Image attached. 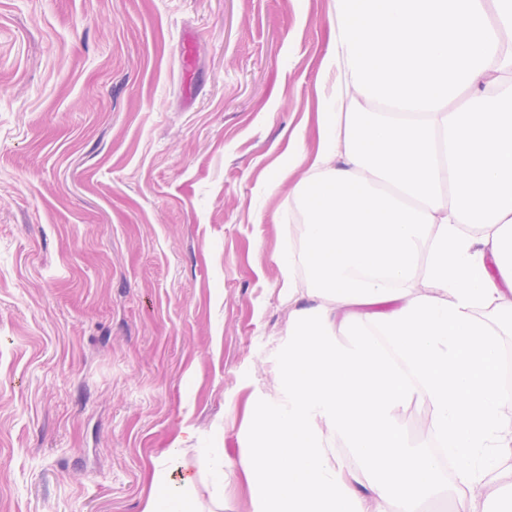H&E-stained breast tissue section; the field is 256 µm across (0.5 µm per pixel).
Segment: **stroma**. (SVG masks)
Segmentation results:
<instances>
[{
  "mask_svg": "<svg viewBox=\"0 0 512 512\" xmlns=\"http://www.w3.org/2000/svg\"><path fill=\"white\" fill-rule=\"evenodd\" d=\"M336 0H0V512H138L240 453L290 309ZM191 46L190 65L181 52ZM279 268L281 272V294L288 295V304L293 306L299 301L297 298V263L294 249L288 246V252L282 251L279 256ZM182 433L187 436L183 437ZM193 439V434L182 428L171 448H166L153 459L154 470L149 492L142 497L139 512H203L196 494L199 481L211 488V508L208 512L224 510V483L231 461L224 445L209 448H182ZM192 453L189 457L188 455ZM180 473L178 482H170L165 474Z\"/></svg>",
  "mask_w": 512,
  "mask_h": 512,
  "instance_id": "stroma-1",
  "label": "stroma"
}]
</instances>
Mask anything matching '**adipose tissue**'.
Masks as SVG:
<instances>
[{
	"instance_id": "1",
	"label": "adipose tissue",
	"mask_w": 512,
	"mask_h": 512,
	"mask_svg": "<svg viewBox=\"0 0 512 512\" xmlns=\"http://www.w3.org/2000/svg\"><path fill=\"white\" fill-rule=\"evenodd\" d=\"M506 30L512 0H336L338 76L294 194L303 252L279 256L293 310L275 393L248 399L237 461L176 436L139 512H223L233 466L253 512H419L446 486L394 420L409 398L432 408L458 463L455 512H483L478 491L512 475V415L487 325L512 320ZM301 270L311 307L297 304ZM379 302L391 305L377 322L388 352L362 323V307Z\"/></svg>"
}]
</instances>
